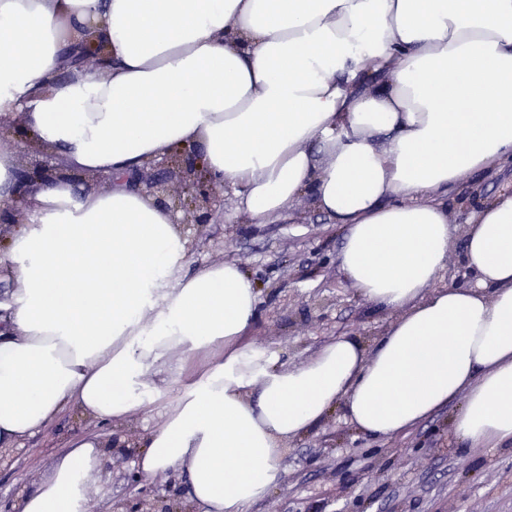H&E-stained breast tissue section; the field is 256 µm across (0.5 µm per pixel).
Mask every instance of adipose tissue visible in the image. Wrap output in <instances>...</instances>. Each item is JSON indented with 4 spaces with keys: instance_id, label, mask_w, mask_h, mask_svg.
I'll return each mask as SVG.
<instances>
[{
    "instance_id": "1",
    "label": "adipose tissue",
    "mask_w": 512,
    "mask_h": 512,
    "mask_svg": "<svg viewBox=\"0 0 512 512\" xmlns=\"http://www.w3.org/2000/svg\"><path fill=\"white\" fill-rule=\"evenodd\" d=\"M90 31L106 62L59 79ZM0 43V120L63 160L28 193L0 153V202L25 213L0 253L1 448L68 408L156 409L137 473L179 470L205 512H245L336 408L392 438L456 401L466 448L512 445V195L461 231L448 215L450 186L512 158V0H0ZM196 145L251 223L307 195L343 227L340 274L398 314L372 345L277 365L235 261L184 276L168 210L71 179ZM459 232L473 281L437 287ZM104 455L71 440L19 512H85Z\"/></svg>"
}]
</instances>
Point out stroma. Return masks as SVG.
<instances>
[{
  "label": "stroma",
  "mask_w": 512,
  "mask_h": 512,
  "mask_svg": "<svg viewBox=\"0 0 512 512\" xmlns=\"http://www.w3.org/2000/svg\"><path fill=\"white\" fill-rule=\"evenodd\" d=\"M512 190V160L467 174L451 190L453 224L463 227L482 202ZM208 223L186 221L187 190L166 197L189 240L184 271L233 260L257 282L260 314L253 339L283 365L308 360L330 338L349 334L373 343L394 316L376 312L340 276L336 256L343 244L338 225L308 198L293 201L291 219L248 223L234 211L230 185ZM457 404H449L406 433L372 439L347 425L340 412L288 445L280 483L246 512H512V447L465 452L452 429ZM157 417L133 416L96 425L68 410L34 437L0 458V512H14L34 492L49 461L75 437L113 440L100 471L102 493L89 512H113L116 501L135 504L139 488L127 475L146 428ZM155 512L175 501L190 502V482L176 472L165 482L143 479Z\"/></svg>",
  "instance_id": "obj_1"
}]
</instances>
